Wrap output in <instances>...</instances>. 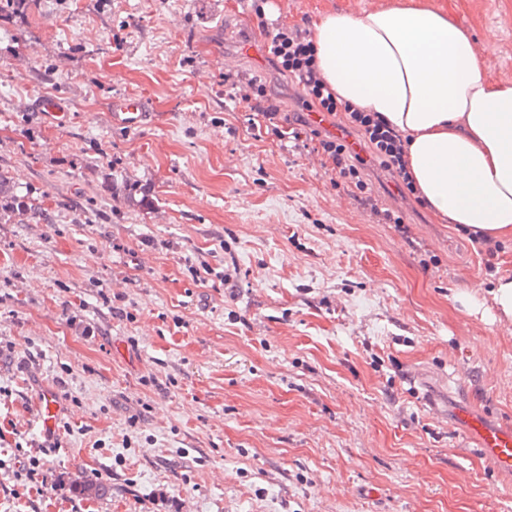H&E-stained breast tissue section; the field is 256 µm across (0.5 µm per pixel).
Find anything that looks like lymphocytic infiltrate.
I'll list each match as a JSON object with an SVG mask.
<instances>
[{"label":"lymphocytic infiltrate","instance_id":"1","mask_svg":"<svg viewBox=\"0 0 512 512\" xmlns=\"http://www.w3.org/2000/svg\"><path fill=\"white\" fill-rule=\"evenodd\" d=\"M266 48L271 63L304 93V113L281 122L279 110L259 80L246 74L225 73L224 91L236 99L243 109L261 116L267 128L295 140L309 138L315 150L332 163L336 176L348 188L357 190L362 204L373 205L374 199L365 178V158L352 150L347 139L326 134L307 120L310 112L340 117L356 131L371 150L381 169L389 176L403 199L420 202L421 196L408 168L407 140L376 113L364 111L339 99L321 77L315 61V46L308 27L276 24L265 27Z\"/></svg>","mask_w":512,"mask_h":512}]
</instances>
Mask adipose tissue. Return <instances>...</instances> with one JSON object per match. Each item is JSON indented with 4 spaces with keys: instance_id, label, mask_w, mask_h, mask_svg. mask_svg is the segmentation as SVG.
<instances>
[{
    "instance_id": "ef3b65f1",
    "label": "adipose tissue",
    "mask_w": 512,
    "mask_h": 512,
    "mask_svg": "<svg viewBox=\"0 0 512 512\" xmlns=\"http://www.w3.org/2000/svg\"><path fill=\"white\" fill-rule=\"evenodd\" d=\"M313 40L337 97L408 137L409 170L438 219L512 238V85L489 81L462 28L432 8L333 12Z\"/></svg>"
}]
</instances>
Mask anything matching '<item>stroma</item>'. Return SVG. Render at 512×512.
Here are the masks:
<instances>
[{"mask_svg": "<svg viewBox=\"0 0 512 512\" xmlns=\"http://www.w3.org/2000/svg\"><path fill=\"white\" fill-rule=\"evenodd\" d=\"M273 2L267 22L308 26L444 9L489 43V79L512 84V0ZM263 41L250 0L0 14V512H512V477L411 380L429 373L449 405L512 428V324L490 296L477 315L460 302L492 274L460 225L403 205L375 163L373 195L408 233L303 142L252 128L222 82L242 44L255 52L238 72L302 109ZM124 95L144 98L146 122L112 120ZM33 457L47 487L19 477ZM77 480L110 493L83 498Z\"/></svg>", "mask_w": 512, "mask_h": 512, "instance_id": "stroma-1", "label": "stroma"}]
</instances>
